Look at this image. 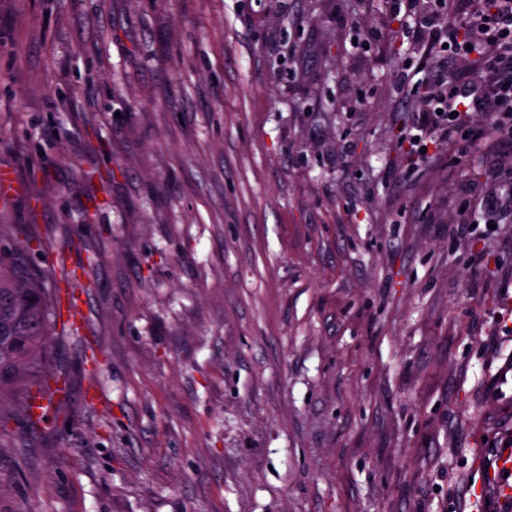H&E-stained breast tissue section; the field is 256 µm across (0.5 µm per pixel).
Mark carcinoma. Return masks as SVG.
I'll return each instance as SVG.
<instances>
[{"mask_svg": "<svg viewBox=\"0 0 512 512\" xmlns=\"http://www.w3.org/2000/svg\"><path fill=\"white\" fill-rule=\"evenodd\" d=\"M55 303L43 278L27 270L21 253L0 255V398H17L16 415L27 411L39 352L54 329Z\"/></svg>", "mask_w": 512, "mask_h": 512, "instance_id": "1", "label": "carcinoma"}]
</instances>
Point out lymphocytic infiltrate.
Returning <instances> with one entry per match:
<instances>
[{
	"label": "lymphocytic infiltrate",
	"instance_id": "1",
	"mask_svg": "<svg viewBox=\"0 0 512 512\" xmlns=\"http://www.w3.org/2000/svg\"><path fill=\"white\" fill-rule=\"evenodd\" d=\"M383 9L402 18V34L420 55L436 59L412 149L423 152L422 132L449 145L478 123L485 139L502 145L491 180L512 177V0H383ZM455 13L463 24L454 30L448 17Z\"/></svg>",
	"mask_w": 512,
	"mask_h": 512
}]
</instances>
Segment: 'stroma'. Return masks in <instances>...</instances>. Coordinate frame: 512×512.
<instances>
[{
	"label": "stroma",
	"mask_w": 512,
	"mask_h": 512,
	"mask_svg": "<svg viewBox=\"0 0 512 512\" xmlns=\"http://www.w3.org/2000/svg\"><path fill=\"white\" fill-rule=\"evenodd\" d=\"M401 31L380 0H0V224L85 313L0 512H512V214L459 192L485 145L413 161Z\"/></svg>",
	"instance_id": "35a3bbf8"
}]
</instances>
